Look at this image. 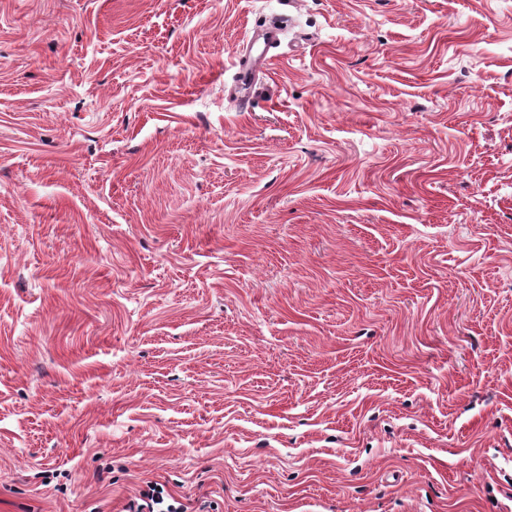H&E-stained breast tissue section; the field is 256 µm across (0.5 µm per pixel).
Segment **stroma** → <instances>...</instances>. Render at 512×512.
Segmentation results:
<instances>
[{
  "instance_id": "35a3bbf8",
  "label": "stroma",
  "mask_w": 512,
  "mask_h": 512,
  "mask_svg": "<svg viewBox=\"0 0 512 512\" xmlns=\"http://www.w3.org/2000/svg\"><path fill=\"white\" fill-rule=\"evenodd\" d=\"M149 481L512 512V0H0V512ZM276 33L271 32L265 39L259 53L255 56H248L245 60L239 58L237 72L235 73V82L240 92L248 91L252 88L259 65H266L270 59L269 50L275 43Z\"/></svg>"
}]
</instances>
